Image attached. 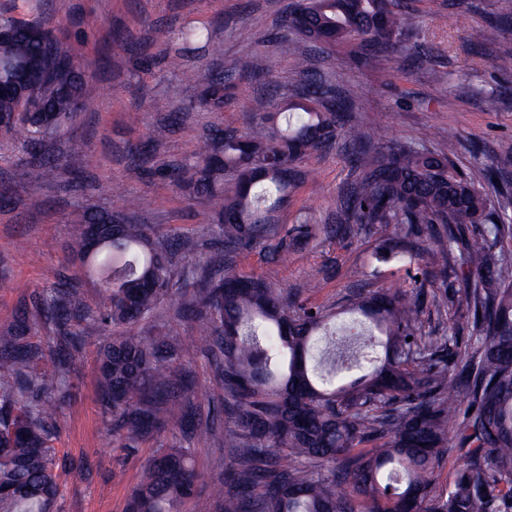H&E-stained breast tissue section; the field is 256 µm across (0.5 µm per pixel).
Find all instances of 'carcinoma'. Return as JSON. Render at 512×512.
Here are the masks:
<instances>
[{
	"label": "carcinoma",
	"mask_w": 512,
	"mask_h": 512,
	"mask_svg": "<svg viewBox=\"0 0 512 512\" xmlns=\"http://www.w3.org/2000/svg\"><path fill=\"white\" fill-rule=\"evenodd\" d=\"M31 9L33 20L0 11V25L14 31L0 42V80L44 74L32 91L39 108L21 112L0 94V127L27 142L38 177L49 180L55 163L43 152L46 139L81 112L56 81L80 49L59 48L45 0H31ZM410 19L402 0H305L283 25L307 41L314 28L360 61L371 50L413 53ZM295 74L296 100L246 132L213 126L212 151L176 169L175 181L217 208L205 287L172 292L178 239L159 243L150 227L119 223L121 211L76 213L70 261L105 283L88 327L121 329L98 350L112 433L130 446L179 425L188 441L234 449L214 493L218 505L198 500L195 512H512V218L488 190L504 181L509 159L483 169V187L454 163L453 142L439 151L385 146L351 123L343 102L322 104L305 59ZM201 102L227 104L223 76L210 77ZM339 138L352 146L354 175L325 234L367 228L379 235L377 260L416 275L407 289L353 293L346 320L235 264L257 245L280 261L310 235L300 224L288 237L270 214L300 186L296 162ZM89 224L114 225L112 244L90 258ZM450 271L457 288H446ZM168 300L197 322L199 342L134 332ZM427 303L466 311L470 343H457L453 321L440 334L425 330ZM36 307L79 351L81 333L70 325L86 319L81 294L53 288ZM186 352L211 357L227 426H185L187 389L172 366ZM66 371L62 360L43 362L26 323L0 334V512H52L59 488L50 427L68 396ZM453 451L452 477L438 492ZM199 479L194 449L173 445L148 461L127 512H182Z\"/></svg>",
	"instance_id": "obj_1"
}]
</instances>
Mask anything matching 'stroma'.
I'll list each match as a JSON object with an SVG mask.
<instances>
[{"label":"stroma","mask_w":512,"mask_h":512,"mask_svg":"<svg viewBox=\"0 0 512 512\" xmlns=\"http://www.w3.org/2000/svg\"><path fill=\"white\" fill-rule=\"evenodd\" d=\"M413 16L408 32L418 56L379 55L359 63L346 46L306 45L308 64L332 94L344 97L348 115L364 133L382 139L418 142L429 149L455 143L456 156L472 178L482 167L512 155V71L498 67L512 53V0H404ZM292 0H47L56 18L61 46L81 42L76 65L89 107L75 123L45 143L56 159L52 179L26 165L24 143L0 131V183L10 185L17 206L0 205V333L27 320L30 340L52 354L62 348L57 326L45 322L34 301L46 289H79L88 313L98 310L95 278L74 274L66 262L75 209L124 211L131 223L159 233L177 232L187 251L174 267V289L193 287L196 263L212 249L215 211L206 198L153 176L160 165H176L204 155L209 132L221 124L239 131L277 111L297 92L296 59L288 52L298 37L283 28ZM178 31L209 26L212 42L172 67V47L154 39L147 24ZM485 38L473 44L469 35ZM222 73L234 95L230 106H200L206 79ZM80 137L82 153L70 150ZM351 150L336 143L304 158L301 170H317L277 213L279 223L305 220L318 226L336 221L340 195L352 179ZM377 237L363 231L346 238L319 235L289 252L287 262L255 248L240 254V271L263 277L310 302L341 309L360 288H401L404 268L375 258ZM137 331L163 333L186 342L197 324L163 303ZM108 338L95 330L67 371L69 398L54 430L60 465L55 512H126L144 466L160 449L181 441L171 426L124 448L108 430L98 399V346ZM178 376L192 386L193 424L225 423L224 390L209 360L194 354L178 362ZM232 460L227 448L199 444L195 451L200 497L213 495Z\"/></svg>","instance_id":"1"}]
</instances>
